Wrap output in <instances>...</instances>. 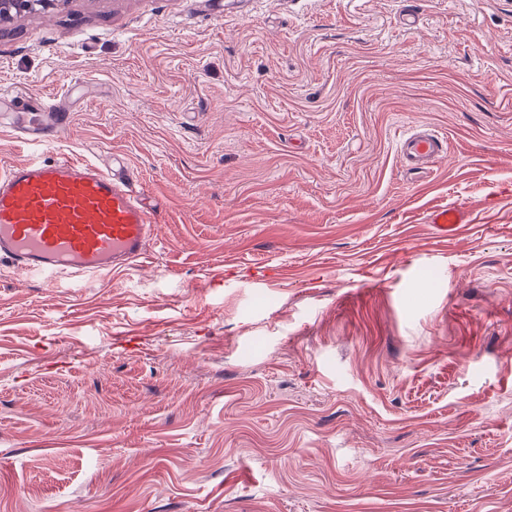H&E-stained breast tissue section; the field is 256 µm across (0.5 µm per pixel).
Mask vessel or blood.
<instances>
[{
    "label": "vessel or blood",
    "instance_id": "b4317fda",
    "mask_svg": "<svg viewBox=\"0 0 512 512\" xmlns=\"http://www.w3.org/2000/svg\"><path fill=\"white\" fill-rule=\"evenodd\" d=\"M24 104L41 111L46 125L21 138L31 158L0 167V256L48 283L65 273L121 270L141 258L156 211L134 192L135 175L105 170L75 154L40 160L38 151L53 146L51 134L64 114L57 101L31 97ZM446 152V141L428 129L416 128L402 138L401 155L413 167ZM464 221L463 211L455 208L434 210L429 217L445 236Z\"/></svg>",
    "mask_w": 512,
    "mask_h": 512
}]
</instances>
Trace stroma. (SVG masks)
<instances>
[{
  "label": "stroma",
  "mask_w": 512,
  "mask_h": 512,
  "mask_svg": "<svg viewBox=\"0 0 512 512\" xmlns=\"http://www.w3.org/2000/svg\"><path fill=\"white\" fill-rule=\"evenodd\" d=\"M0 38L138 174L124 270L0 258V512H512V0H70ZM448 141L419 169L398 153ZM467 222L437 234L428 214ZM401 155L413 167L434 162L447 152L446 141L432 130L416 128L403 136ZM429 224L439 234L453 235L459 229L460 224H465L464 212L455 208H442L434 210L428 219Z\"/></svg>",
  "instance_id": "1"
}]
</instances>
